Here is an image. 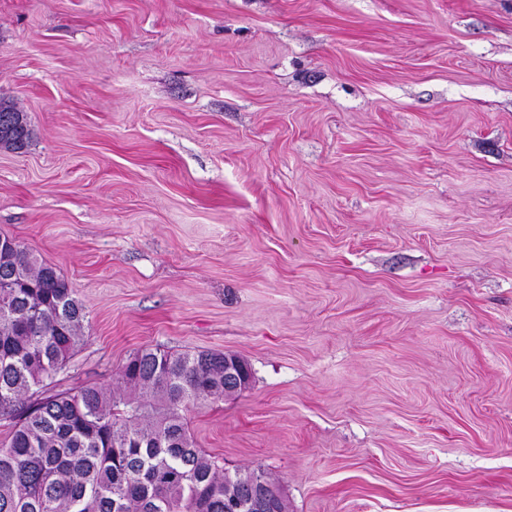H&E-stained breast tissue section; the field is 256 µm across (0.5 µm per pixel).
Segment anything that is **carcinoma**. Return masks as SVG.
I'll return each mask as SVG.
<instances>
[{
	"instance_id": "obj_1",
	"label": "carcinoma",
	"mask_w": 512,
	"mask_h": 512,
	"mask_svg": "<svg viewBox=\"0 0 512 512\" xmlns=\"http://www.w3.org/2000/svg\"><path fill=\"white\" fill-rule=\"evenodd\" d=\"M27 115L0 99V147L23 149ZM0 247V512H228L243 474L195 446L186 413L224 401V353L137 351L115 389H44L72 357L86 314L68 281L24 244Z\"/></svg>"
}]
</instances>
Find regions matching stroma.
I'll use <instances>...</instances> for the list:
<instances>
[{
  "label": "stroma",
  "mask_w": 512,
  "mask_h": 512,
  "mask_svg": "<svg viewBox=\"0 0 512 512\" xmlns=\"http://www.w3.org/2000/svg\"><path fill=\"white\" fill-rule=\"evenodd\" d=\"M0 98L55 390L231 352L189 431L288 512H512V0H0ZM31 129L24 112L4 99H0V147L23 149L29 142Z\"/></svg>",
  "instance_id": "stroma-1"
}]
</instances>
